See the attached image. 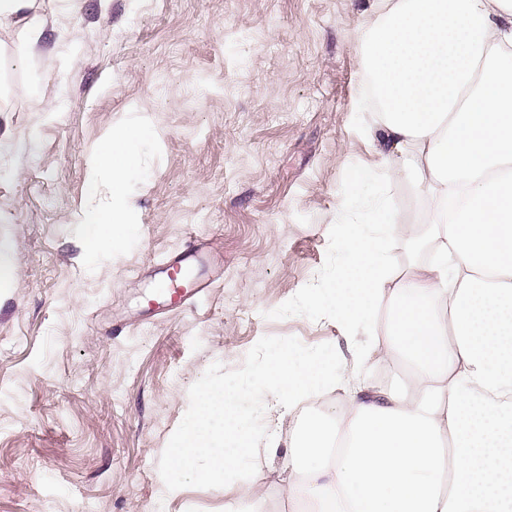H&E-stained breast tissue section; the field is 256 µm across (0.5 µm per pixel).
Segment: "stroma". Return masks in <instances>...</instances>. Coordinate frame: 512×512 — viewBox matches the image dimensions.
Segmentation results:
<instances>
[{
    "mask_svg": "<svg viewBox=\"0 0 512 512\" xmlns=\"http://www.w3.org/2000/svg\"><path fill=\"white\" fill-rule=\"evenodd\" d=\"M372 0H37L39 37L0 67V512H239L235 489L167 491L159 459L215 362L264 336L344 339L308 289L347 256L346 199L421 222V188L370 139L362 37ZM140 126V172L114 190L97 144ZM121 210L124 248L84 242L89 206ZM204 286L170 308L169 257ZM266 512L289 501L260 450Z\"/></svg>",
    "mask_w": 512,
    "mask_h": 512,
    "instance_id": "stroma-1",
    "label": "stroma"
}]
</instances>
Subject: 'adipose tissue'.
I'll use <instances>...</instances> for the list:
<instances>
[{
    "label": "adipose tissue",
    "instance_id": "adipose-tissue-1",
    "mask_svg": "<svg viewBox=\"0 0 512 512\" xmlns=\"http://www.w3.org/2000/svg\"><path fill=\"white\" fill-rule=\"evenodd\" d=\"M33 2L0 0L19 62L37 32L24 13ZM362 56L379 152L425 188L428 234L378 200L375 224L343 238L341 276L313 298L332 306L352 362L288 347L268 356L262 385L277 406L328 384L341 392L298 422L288 497L313 512H512V0H377ZM142 139L114 131L97 165L123 184L139 171ZM79 222L93 249L128 242L120 211ZM396 236L432 260L393 275ZM395 359L408 370L402 387L363 380L365 366Z\"/></svg>",
    "mask_w": 512,
    "mask_h": 512
}]
</instances>
